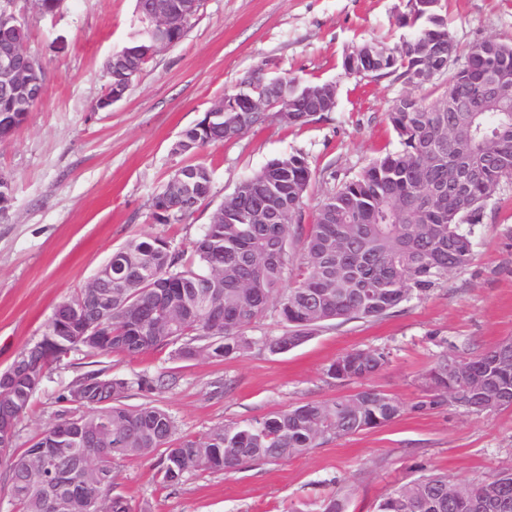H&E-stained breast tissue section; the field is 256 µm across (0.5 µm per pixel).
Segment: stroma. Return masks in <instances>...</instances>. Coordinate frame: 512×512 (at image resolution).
<instances>
[{
  "mask_svg": "<svg viewBox=\"0 0 512 512\" xmlns=\"http://www.w3.org/2000/svg\"><path fill=\"white\" fill-rule=\"evenodd\" d=\"M407 0H204L182 40L160 48L125 96L98 110L105 63L136 22L135 0H64L55 14L16 0L25 47L43 65V94L27 121L0 141V177L12 187L0 212V369L42 335L54 308L83 288L112 251L133 238L160 236L189 251L214 206L275 157L302 154L315 173L288 254L298 258L322 197L397 146L386 118L408 85L345 76L353 45L401 44ZM460 46L483 39L512 44V0H442ZM276 72L337 85V106L304 128L271 118L201 150L213 198L191 217L155 223L152 196L193 157L172 146L211 104L262 63ZM474 259L440 287L376 320H338L304 344L273 355L252 347L230 359H182L173 347L135 359L73 352L53 368L18 426L25 444L53 424L56 399L81 374L117 378L147 372L176 380L149 400L181 435L263 416L301 401H325L369 385L403 405L394 422L328 441L307 454L235 471L193 472L173 487L155 481L156 462H116L115 481L132 512H289L340 490L347 512H375L394 486L429 471L461 482L512 469V408L469 415L444 404L420 411L424 375L442 353L469 354L512 340V178L500 182L475 229ZM376 349L386 367L363 382L336 381L326 368L353 349ZM134 390L130 406L144 403Z\"/></svg>",
  "mask_w": 512,
  "mask_h": 512,
  "instance_id": "1",
  "label": "stroma"
}]
</instances>
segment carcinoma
Segmentation results:
<instances>
[{"label": "carcinoma", "instance_id": "carcinoma-1", "mask_svg": "<svg viewBox=\"0 0 512 512\" xmlns=\"http://www.w3.org/2000/svg\"><path fill=\"white\" fill-rule=\"evenodd\" d=\"M398 18L411 35L391 49L372 75L392 76L406 84L423 70L438 74L423 84L426 96H412L417 111L403 112L396 101L386 113L398 149L373 161L358 177L330 192L317 208L297 262L288 259V231L302 215L313 171L299 154L268 161L244 179L215 208L209 224L192 242V257L168 247L160 237L132 238L112 253V323L100 340L84 345L89 357L116 355L137 358L170 345L177 355L232 358L253 341L245 329L277 313L287 332L268 336L262 346L271 354L292 350L293 340L309 338L324 324L349 318L378 319L413 297L424 296L447 278L468 267L473 259L472 230L482 223L486 201L498 184L512 178V98L508 106L486 104L478 112H442L450 99L476 95V81L494 73L512 85V45L485 39L491 52H474L458 68L452 61L461 49L444 24L440 0L423 7L407 0ZM27 30L11 26L10 14L0 16V57L24 46ZM151 35L141 24L109 58L107 93L95 104L101 109L112 95V84L141 72L153 50ZM22 81L0 85V124L19 127L40 100L45 74L26 68L15 56ZM258 67L244 81L251 93H278L276 81ZM323 81H303L288 75V96L295 111L287 125L303 128L323 118L318 102L306 95ZM231 138L224 120L208 126L200 121L184 130L175 151L196 152L200 146ZM480 171L460 189L454 169ZM181 194L158 191L151 208L165 209V223L182 221L210 203L212 173L203 163L181 168ZM316 299L307 304L306 296ZM61 304L83 306L92 312L97 296L81 288ZM222 319L219 332L212 318ZM69 351L52 346L34 373L46 375ZM387 364V356L372 349L344 353L325 374L335 380H368ZM426 394L417 409L448 401V390L460 394L458 407L484 401H512V354L497 358L492 347L448 363L440 355L426 371ZM148 395L162 384L143 373L134 382ZM131 382L112 379V402L82 409L70 393L58 397L59 421L44 429L26 448H13L6 477L17 487V512H131L127 497L116 489L115 461L157 458L160 485L180 484L196 471H232L251 463H272L302 456L329 439L342 438L385 426L402 413L391 395L366 389L327 401H304L261 417L213 427L202 436H179L173 416L149 402H121ZM73 419L97 433L91 447L69 444L53 452L61 474L58 507L46 499L47 487L34 465L36 446L48 442L59 423ZM444 473H424L394 488L377 505V512H438L427 507L445 496L443 512H467L448 499ZM478 501H509L512 512V470L474 482H459Z\"/></svg>", "mask_w": 512, "mask_h": 512}]
</instances>
